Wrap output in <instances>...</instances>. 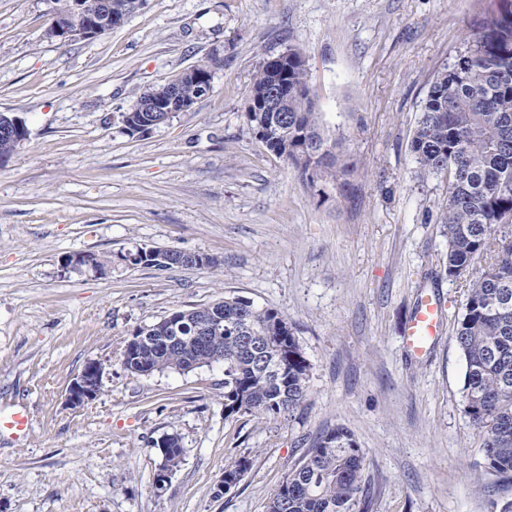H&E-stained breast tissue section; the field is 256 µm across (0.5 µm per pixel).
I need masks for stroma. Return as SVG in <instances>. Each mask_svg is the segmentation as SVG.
<instances>
[{
    "label": "stroma",
    "instance_id": "obj_1",
    "mask_svg": "<svg viewBox=\"0 0 512 512\" xmlns=\"http://www.w3.org/2000/svg\"><path fill=\"white\" fill-rule=\"evenodd\" d=\"M498 0H145L93 40L45 38L52 0H0V112L28 140L0 163V410L29 432L0 438V512H266L314 439L347 429L365 456L351 512H500L465 415L454 330L465 296L442 261L448 179L409 150L438 71ZM307 60L325 133L357 170L346 188L302 181L249 130L252 79L269 56ZM213 63L212 90L145 134L122 116L147 90ZM217 257L214 269L133 265L138 249ZM110 257L105 273L66 256ZM443 306L416 356L405 326ZM242 297L287 315L310 363L301 409L224 415V368L128 374L124 344L176 310ZM90 360L100 396L65 403ZM182 438L164 492L151 447ZM251 468L226 493L239 458Z\"/></svg>",
    "mask_w": 512,
    "mask_h": 512
}]
</instances>
